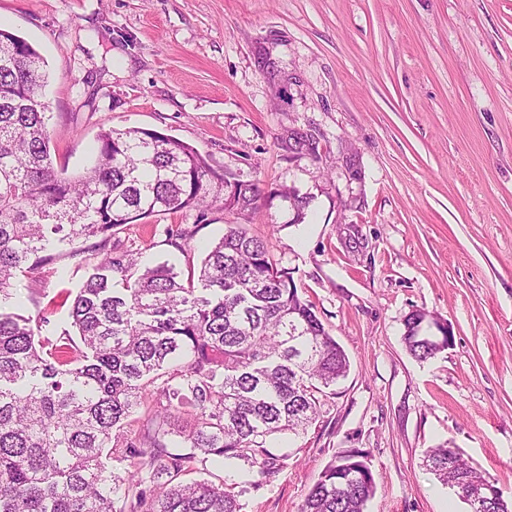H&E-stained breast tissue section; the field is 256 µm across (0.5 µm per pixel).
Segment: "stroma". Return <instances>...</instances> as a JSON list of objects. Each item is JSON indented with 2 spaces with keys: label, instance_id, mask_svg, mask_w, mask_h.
Here are the masks:
<instances>
[{
  "label": "stroma",
  "instance_id": "obj_1",
  "mask_svg": "<svg viewBox=\"0 0 512 512\" xmlns=\"http://www.w3.org/2000/svg\"><path fill=\"white\" fill-rule=\"evenodd\" d=\"M45 59L50 151L76 175L107 128L192 145L263 203L264 240L350 361L318 422L242 512H299L337 452L370 454L368 512H466L422 464L444 444L512 500V0H0ZM311 136L316 153L296 149ZM235 215L158 214L114 230L143 264L199 265ZM13 291L39 338L69 311L99 240L59 243ZM446 324L421 362L405 321ZM424 319V313L412 312L406 319V331L403 336L404 344L409 354L420 361H426L434 358L438 353L448 349V347L452 345V341L449 337L451 335L448 331V326L445 324H443V327L447 330L448 335L444 336V334L441 333L442 337L438 339H441L444 342V345L448 347L442 349L433 342L437 340V338L423 335L421 333V325Z\"/></svg>",
  "mask_w": 512,
  "mask_h": 512
}]
</instances>
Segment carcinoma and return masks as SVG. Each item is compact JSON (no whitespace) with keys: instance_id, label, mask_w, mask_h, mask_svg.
<instances>
[{"instance_id":"1","label":"carcinoma","mask_w":512,"mask_h":512,"mask_svg":"<svg viewBox=\"0 0 512 512\" xmlns=\"http://www.w3.org/2000/svg\"><path fill=\"white\" fill-rule=\"evenodd\" d=\"M46 82L41 54L0 29V300L55 240L99 237L102 254L71 304L78 339L39 341V319L0 311V512H116L121 490L128 512H241L233 485L182 476L218 458L247 464L260 488L288 459L269 440L318 420L319 396L347 375L349 359L245 228L262 198L253 183L235 182L229 212L243 223L228 225L197 271L106 251L125 224L224 208L227 176L190 144L139 128L101 131L95 164L66 176L50 153ZM424 319L411 313L403 336L420 361L442 351L421 333ZM145 402L153 412L143 432L113 443V429ZM170 435L187 451H169ZM107 448L129 462L124 473L107 471ZM424 462L446 486L490 484L481 512H512L448 449H429ZM376 490L369 454L349 450L324 468L301 512H365Z\"/></svg>"}]
</instances>
